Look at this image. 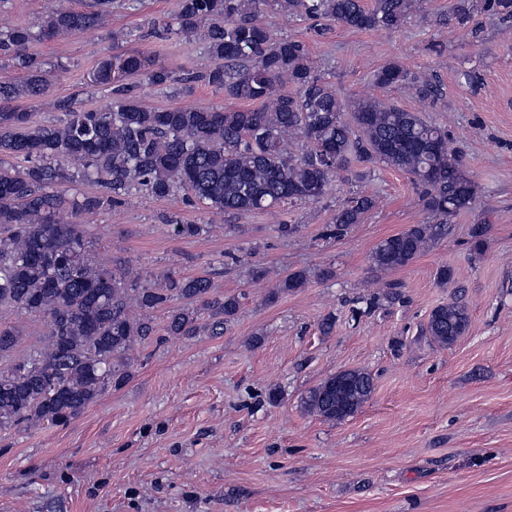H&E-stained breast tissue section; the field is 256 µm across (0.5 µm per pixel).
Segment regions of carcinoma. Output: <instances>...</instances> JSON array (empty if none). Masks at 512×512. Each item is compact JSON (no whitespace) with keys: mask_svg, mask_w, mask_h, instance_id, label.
Segmentation results:
<instances>
[{"mask_svg":"<svg viewBox=\"0 0 512 512\" xmlns=\"http://www.w3.org/2000/svg\"><path fill=\"white\" fill-rule=\"evenodd\" d=\"M112 0L87 9L53 7L33 25L0 28V56L22 72L0 82V311L49 323L44 345L26 359L0 367V430L22 425H62L78 417L102 393L130 379L128 351L153 334V314L167 311L170 336L196 335L207 319L213 335L236 315L235 296L217 298L207 276L175 271L156 284L122 263L106 269L91 254L81 224L63 223L66 207L94 213L126 203L132 191L165 198L184 196L208 209L235 214L266 211L284 203L320 200L339 171L356 159L385 163L409 174L424 208L438 224H415L378 243L372 261L381 270L404 267L424 252L461 212L474 205L478 186L447 130L377 99H340L314 76L306 42L273 39L257 17L264 10L326 19L357 29L398 30L418 0H181L167 35L202 34L212 68L189 82H204L244 103L236 109L141 106L139 82H174L164 68L142 72L135 56L103 61L98 81L109 103L87 108L63 101L61 122L35 123L19 107L46 92L47 62L29 52L37 42L78 36L107 24ZM512 18V0H459L454 19L467 24L476 9ZM384 89L409 87L435 100L438 87L391 61L373 75ZM284 83L294 92L281 90ZM7 158L22 159L17 168ZM76 182L100 183L104 196L68 198ZM376 197L352 195L336 209L327 235H343L362 223ZM306 274H287L278 292L305 287ZM187 300L177 307L174 302ZM468 309L457 302L429 315L426 335L439 347L469 330ZM19 328L0 322V361L10 357ZM374 389L359 369L325 378L302 398L304 410L327 421L354 416Z\"/></svg>","mask_w":512,"mask_h":512,"instance_id":"cac0c4a2","label":"carcinoma"}]
</instances>
